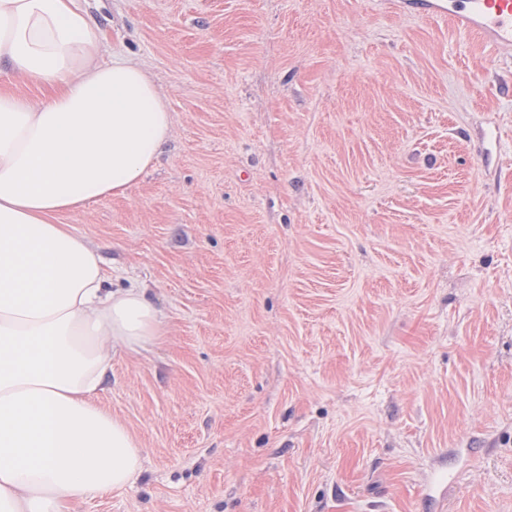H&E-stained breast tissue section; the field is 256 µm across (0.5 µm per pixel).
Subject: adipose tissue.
<instances>
[{"mask_svg": "<svg viewBox=\"0 0 512 512\" xmlns=\"http://www.w3.org/2000/svg\"><path fill=\"white\" fill-rule=\"evenodd\" d=\"M101 50L79 0H0V67L55 90L0 91V512H61L141 467L99 394L114 345L144 347L164 316L143 286L113 287L100 250L55 217L123 194L172 119L142 67Z\"/></svg>", "mask_w": 512, "mask_h": 512, "instance_id": "adipose-tissue-1", "label": "adipose tissue"}]
</instances>
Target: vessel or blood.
<instances>
[{
	"label": "vessel or blood",
	"instance_id": "obj_1",
	"mask_svg": "<svg viewBox=\"0 0 512 512\" xmlns=\"http://www.w3.org/2000/svg\"><path fill=\"white\" fill-rule=\"evenodd\" d=\"M393 8L451 21L494 49H512V0H391Z\"/></svg>",
	"mask_w": 512,
	"mask_h": 512
}]
</instances>
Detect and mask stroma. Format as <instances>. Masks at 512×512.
<instances>
[{"label": "stroma", "mask_w": 512, "mask_h": 512, "mask_svg": "<svg viewBox=\"0 0 512 512\" xmlns=\"http://www.w3.org/2000/svg\"><path fill=\"white\" fill-rule=\"evenodd\" d=\"M81 2L173 125L58 221L167 319L99 396L140 474L64 512H512V51L382 0Z\"/></svg>", "instance_id": "35a3bbf8"}]
</instances>
